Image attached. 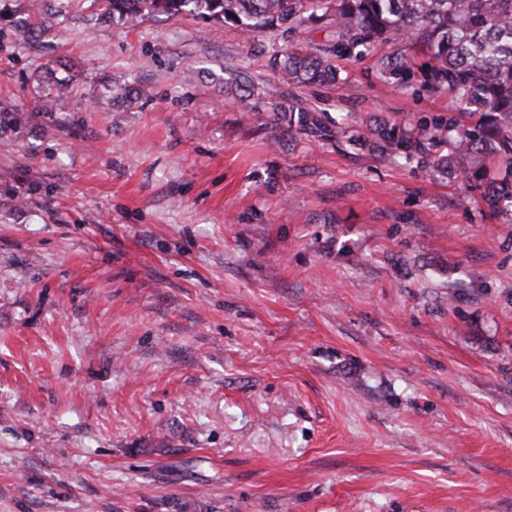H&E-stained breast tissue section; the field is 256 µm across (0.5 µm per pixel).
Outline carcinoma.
<instances>
[{
    "label": "carcinoma",
    "instance_id": "obj_1",
    "mask_svg": "<svg viewBox=\"0 0 512 512\" xmlns=\"http://www.w3.org/2000/svg\"><path fill=\"white\" fill-rule=\"evenodd\" d=\"M166 16H190L210 30L232 27L246 33L297 34L321 23L336 34L333 42L313 47L299 42L270 57L274 83H258L230 70L218 85L224 95L250 98L288 114V130L322 127L318 109L289 97L286 88L334 83L337 57H356L377 42L402 43L427 57L392 52L382 73L420 89L448 87V117L406 126L383 124L370 134L351 133L347 141L374 144L409 163L458 180L476 193L491 219L512 223V0H0V39L25 52L35 31L83 21H112L137 27ZM38 111L47 117L73 89V79H38ZM109 100L130 107L148 98L149 88L106 84ZM28 115L0 108V138L19 132Z\"/></svg>",
    "mask_w": 512,
    "mask_h": 512
}]
</instances>
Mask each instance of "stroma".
Listing matches in <instances>:
<instances>
[{"instance_id": "stroma-1", "label": "stroma", "mask_w": 512, "mask_h": 512, "mask_svg": "<svg viewBox=\"0 0 512 512\" xmlns=\"http://www.w3.org/2000/svg\"><path fill=\"white\" fill-rule=\"evenodd\" d=\"M0 51V512H512V224L352 145L448 114L390 45L288 135L209 74L272 33L75 22ZM79 77L53 119L37 67ZM192 81H184L185 70ZM149 99L95 104L100 76ZM28 123L26 112L4 106L0 108V138H8L13 133L19 132Z\"/></svg>"}]
</instances>
